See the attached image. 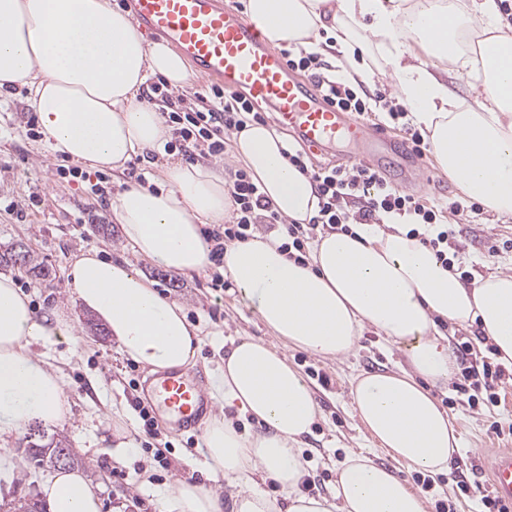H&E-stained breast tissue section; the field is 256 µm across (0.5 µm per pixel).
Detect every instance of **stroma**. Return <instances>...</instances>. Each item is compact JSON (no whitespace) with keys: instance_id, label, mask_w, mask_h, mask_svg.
Segmentation results:
<instances>
[{"instance_id":"stroma-1","label":"stroma","mask_w":512,"mask_h":512,"mask_svg":"<svg viewBox=\"0 0 512 512\" xmlns=\"http://www.w3.org/2000/svg\"><path fill=\"white\" fill-rule=\"evenodd\" d=\"M36 108L27 92L17 90L0 95V244H24L35 260L50 270L54 287H43L25 266H14L20 287L28 294L36 313L53 310L65 313L75 325L77 343H35L33 350L58 367L65 381L70 417L63 425L30 424L26 434L11 437L10 446L24 457L27 435L46 434L68 440L77 468L97 491L101 512H159L157 492L176 481L204 484L228 497L222 481L204 470L206 450L202 432L158 419L163 443L157 448L116 447L112 415L122 413L129 432H136L138 418L130 407L134 397L130 380L145 384L146 370L120 353L108 333L97 330V320L66 286V274L74 256L96 248L103 255L133 259L136 268L156 283L158 292L181 303L191 321L204 329V343L197 355L193 374L209 385L213 370L224 355L225 343L250 336L272 341L270 331L239 299L237 289L217 292L210 288L211 272L192 277H168L165 270L143 259L133 258L125 247L120 227L112 219L109 203L85 191L83 183L63 178L59 165L65 159L28 137L26 123ZM372 165L394 186L428 200L462 199L455 181L435 162L421 165L402 160L399 153L386 152ZM17 211H10V204ZM457 229L448 246L472 274L487 275L512 266V218L498 219L488 211L463 213L452 219ZM497 253H490L491 245ZM288 359L299 369L315 368L328 376V386L317 378L308 383L318 407V416L301 444L309 463L316 493L334 492L336 468L350 452L367 453L376 462L391 459L378 448L354 413L351 387L355 377L390 371L404 365L402 348L365 332L347 357L323 359L292 350ZM498 405L469 408L449 406L448 414L460 437V448L447 474L437 476L424 491L427 512H439L440 505H453L455 512H475L481 492L490 482L491 467L502 453L512 449V374L499 381ZM470 485L462 496L458 481Z\"/></svg>"}]
</instances>
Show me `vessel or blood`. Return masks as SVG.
Here are the masks:
<instances>
[{
	"mask_svg": "<svg viewBox=\"0 0 512 512\" xmlns=\"http://www.w3.org/2000/svg\"><path fill=\"white\" fill-rule=\"evenodd\" d=\"M133 12L150 33L168 39L201 78L269 106L275 121L294 128L308 147L321 149L345 141L358 146L365 158L387 147V139L366 123L345 117L328 104L316 81L302 80L290 71L280 52L266 45L257 29L226 8L223 0H134ZM152 392L182 426L198 425L209 408L198 379L188 373L168 374ZM490 488L512 503V451L495 461Z\"/></svg>",
	"mask_w": 512,
	"mask_h": 512,
	"instance_id": "obj_1",
	"label": "vessel or blood"
}]
</instances>
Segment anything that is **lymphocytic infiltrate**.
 Segmentation results:
<instances>
[{
  "instance_id": "obj_1",
  "label": "lymphocytic infiltrate",
  "mask_w": 512,
  "mask_h": 512,
  "mask_svg": "<svg viewBox=\"0 0 512 512\" xmlns=\"http://www.w3.org/2000/svg\"><path fill=\"white\" fill-rule=\"evenodd\" d=\"M282 55L289 68L308 74L317 80L325 97L338 111L362 118L371 110L372 98H385V91L369 95L363 82H351L338 70L326 68L319 53H303L288 48ZM148 101L162 104V116L172 128V138L165 152L179 151L187 160L218 158L226 154L230 136L241 130L246 122L266 124L267 116L258 104L244 93L228 92L213 87L211 94L173 96L165 82L151 83L146 94ZM289 162L310 175L318 199V211L306 224H290L274 209L258 184L246 169L230 173L228 192L233 201L232 217L223 228L206 229L211 258L221 262L228 244L247 240L256 231L283 232L287 238L284 250L305 252L318 233L325 231L352 232L361 224H407L410 233L435 251L440 259L448 257V242L455 231L444 223V213H479L480 203L458 200L441 209L428 204L426 198L406 193L387 182L374 168L363 164L313 166L306 152L288 148ZM463 366L460 382L454 388L458 398L469 396L471 385L497 381L504 373L501 364L478 356L472 341L456 346Z\"/></svg>"
}]
</instances>
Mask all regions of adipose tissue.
Wrapping results in <instances>:
<instances>
[{
	"mask_svg": "<svg viewBox=\"0 0 512 512\" xmlns=\"http://www.w3.org/2000/svg\"><path fill=\"white\" fill-rule=\"evenodd\" d=\"M245 11L273 45L308 51L328 42L348 61L358 46L380 52L398 102L428 132L437 164L466 197L512 218V32L500 28L498 0H246ZM469 34L477 41L466 55L460 45ZM468 69L480 81L465 107L448 76ZM152 77L178 89L191 75L178 52L148 40L112 0H0V93L27 90L41 141L53 153L117 175L134 158L163 152L171 129L158 104L142 97ZM284 149L274 130L257 123L231 137L233 161L288 222L305 224L315 213L314 186ZM231 212L223 172L179 159L160 165L148 184L123 183L112 200L135 254L190 276L211 264L204 226L224 223ZM408 231L395 224L326 233L302 262L282 251L278 233L226 246L225 274L280 344L238 339L211 380L214 403L258 426L242 432L218 415L204 429L205 469L232 486L230 504L182 481L162 489L165 512H426L423 495L396 467L443 473L459 448L432 393L457 369L437 325L479 327L498 360L512 366V270L465 282ZM67 284L123 356L152 372L194 366L201 328L128 261L84 253L71 263ZM367 329L400 345L407 360L406 369L357 377L351 390L359 421L393 463L349 453L334 495L308 494L300 444L317 408L288 352L337 359ZM74 339L64 313L37 314L14 274L0 271V437L35 421L68 420L63 375L32 346ZM263 476L278 483L280 497L262 488ZM41 492L51 512L100 510L92 484L75 471L57 472Z\"/></svg>",
	"mask_w": 512,
	"mask_h": 512,
	"instance_id": "ef3b65f1",
	"label": "adipose tissue"
}]
</instances>
